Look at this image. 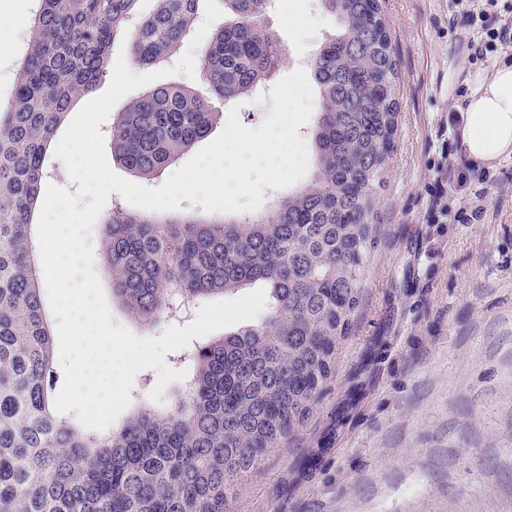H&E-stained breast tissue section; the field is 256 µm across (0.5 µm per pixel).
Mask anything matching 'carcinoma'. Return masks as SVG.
I'll return each mask as SVG.
<instances>
[{
    "label": "carcinoma",
    "mask_w": 512,
    "mask_h": 512,
    "mask_svg": "<svg viewBox=\"0 0 512 512\" xmlns=\"http://www.w3.org/2000/svg\"><path fill=\"white\" fill-rule=\"evenodd\" d=\"M38 0L12 96L0 105V512H231L242 480L290 448L333 377L336 346L359 303L375 232L373 185L398 126V63L379 0H321L336 33L314 55L321 107L314 170L264 212L208 220L118 207L104 220L112 296L152 326L187 305L261 281L273 307L258 324L203 344L173 405L140 403L126 423L87 434L52 410L57 373L38 280L32 216L48 146L71 102L111 74L115 45L139 64L175 56L199 0ZM269 0H224L201 55L203 99L169 83L112 119V156L161 177L278 68L284 48Z\"/></svg>",
    "instance_id": "cac0c4a2"
}]
</instances>
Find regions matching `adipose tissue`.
Listing matches in <instances>:
<instances>
[{
    "label": "adipose tissue",
    "mask_w": 512,
    "mask_h": 512,
    "mask_svg": "<svg viewBox=\"0 0 512 512\" xmlns=\"http://www.w3.org/2000/svg\"><path fill=\"white\" fill-rule=\"evenodd\" d=\"M458 137L472 162L489 164L512 155V65L477 78Z\"/></svg>",
    "instance_id": "adipose-tissue-1"
}]
</instances>
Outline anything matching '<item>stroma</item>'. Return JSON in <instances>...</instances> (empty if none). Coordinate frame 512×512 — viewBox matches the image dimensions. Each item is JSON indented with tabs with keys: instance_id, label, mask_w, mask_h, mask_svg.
I'll list each match as a JSON object with an SVG mask.
<instances>
[{
	"instance_id": "1",
	"label": "stroma",
	"mask_w": 512,
	"mask_h": 512,
	"mask_svg": "<svg viewBox=\"0 0 512 512\" xmlns=\"http://www.w3.org/2000/svg\"><path fill=\"white\" fill-rule=\"evenodd\" d=\"M399 64V124L372 189L376 233L334 375L296 441L245 480L232 512H512V156L468 165L448 118L512 44L468 56L484 0H382ZM309 15L297 28L290 15ZM287 75L334 35L314 0H272Z\"/></svg>"
}]
</instances>
